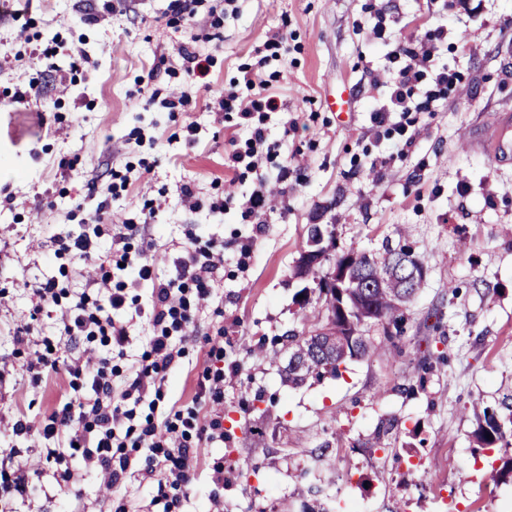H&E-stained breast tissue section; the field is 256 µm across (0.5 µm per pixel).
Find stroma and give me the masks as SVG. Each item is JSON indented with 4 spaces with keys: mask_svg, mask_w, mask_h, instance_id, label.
<instances>
[{
    "mask_svg": "<svg viewBox=\"0 0 512 512\" xmlns=\"http://www.w3.org/2000/svg\"><path fill=\"white\" fill-rule=\"evenodd\" d=\"M169 3L0 0V289L9 291L0 303V456L42 473L26 500L0 493V512H105L121 496L129 512H157L156 475L133 468L116 488L83 476L74 460V478L61 488L44 474V441L12 435L19 414L39 426L71 392L62 373L30 383L15 354L17 327H31L28 350L47 338L75 357L84 350L62 335L57 315L27 321L46 279L79 293L98 276L97 266L55 256L51 236L80 234L98 212L116 226L137 220L149 204L153 221L114 247L151 263L157 277L174 273L189 237L224 242L213 298L197 312L161 400L139 410L173 417L197 400L204 369H224V438L198 448L182 512H302L304 468L328 504L360 512H512V479L487 481L503 453L476 448L465 415L474 399L493 405L512 390V160L492 163L483 146L512 112V0H483L477 13L451 21L440 58L460 80L434 111L408 113L418 136L403 154L393 149L395 129H372L383 90L369 73L382 70L386 49L368 30L382 8L402 20L396 38L424 36L428 18L447 16L444 0H235L231 10L204 0L192 20ZM279 32L288 50L268 69L280 109L265 120L277 156L261 164L271 203L265 223L247 224L237 201L261 183L236 178L228 154L230 139L249 133L214 102ZM184 48L206 59L208 72L188 105L172 111L162 101L186 83ZM343 90L345 111H329L327 95ZM289 161L299 179L275 180V164ZM185 185L198 208L185 206ZM228 191L233 202L213 212ZM315 222L332 225L337 249L369 253L405 227L427 278L397 349L349 362L340 378L288 387L260 343L300 325L303 283L292 266ZM151 293L147 283L128 291L121 317L131 326L124 357L112 361L115 378L147 348L149 326L135 311L150 307ZM436 309L443 319L434 329L427 317ZM215 345L223 360L210 356ZM426 351L445 353L447 363L421 371ZM390 417L396 434L369 447ZM257 428L266 447L252 445ZM326 441L330 467L314 453Z\"/></svg>",
    "mask_w": 512,
    "mask_h": 512,
    "instance_id": "1",
    "label": "stroma"
}]
</instances>
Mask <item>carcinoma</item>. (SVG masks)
<instances>
[{
    "mask_svg": "<svg viewBox=\"0 0 512 512\" xmlns=\"http://www.w3.org/2000/svg\"><path fill=\"white\" fill-rule=\"evenodd\" d=\"M413 251L404 242L386 243L383 251L367 254L353 248L326 254L327 263L350 260V275L343 281L325 288H303L298 300L304 309L315 304L313 316L302 321L301 329H293L282 337V347L272 349L277 361L288 355L282 381L287 386H299L310 379L327 375L338 377L340 368L354 359L368 357L380 348H396L404 310L423 288L425 280L407 279L402 261ZM380 324L383 336L375 340L368 329ZM499 410L477 399L470 414L475 425L473 442L479 448L512 447V403L504 397ZM398 429L394 418L382 422L374 432L372 446L381 447L386 438Z\"/></svg>",
    "mask_w": 512,
    "mask_h": 512,
    "instance_id": "carcinoma-1",
    "label": "carcinoma"
}]
</instances>
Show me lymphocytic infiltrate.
Instances as JSON below:
<instances>
[{
	"label": "lymphocytic infiltrate",
	"instance_id": "1",
	"mask_svg": "<svg viewBox=\"0 0 512 512\" xmlns=\"http://www.w3.org/2000/svg\"><path fill=\"white\" fill-rule=\"evenodd\" d=\"M448 30L437 27L425 37L408 36L388 53L395 73L384 101L375 108L374 127H385L391 113L428 112L448 88L456 85L458 75L436 58ZM267 57L240 72L239 83L252 90L254 97L243 101L232 89L221 93L215 104L218 111L236 113L240 122L250 127L246 147H234L229 160L238 175L255 172L266 142L265 116L279 108L265 67ZM101 215H94L83 234L56 238L60 251L81 262L97 260L99 242L110 235ZM107 267L101 268L94 293H69L55 280H47L35 291L28 318L39 320L45 310L58 312L63 333L71 340L97 349L95 361L82 357L64 362L61 346L42 347L24 367L31 383L38 384L58 372H66L77 395L63 401L45 416L39 436L52 441L45 455L46 463L61 465L59 478L70 483L73 472L66 463L81 458L89 472L108 474L112 484H122L130 466L131 453L142 456L147 468H159V497L163 512H180L192 483L191 462L196 450L190 438L203 443L223 438L220 415L201 421L196 408H189L180 424L146 418L136 423L128 401H142L156 391L167 370L175 367L183 354L173 344L176 336L188 337L195 326V316L213 296V275L224 263L223 241L190 239L182 256L175 261L176 273L166 280L156 279L151 264L132 259L128 253L108 252ZM152 285V309L147 316L152 336L150 349L134 366L123 387L112 380V355L123 350L129 338V325L117 317L126 307L128 284Z\"/></svg>",
	"mask_w": 512,
	"mask_h": 512
}]
</instances>
